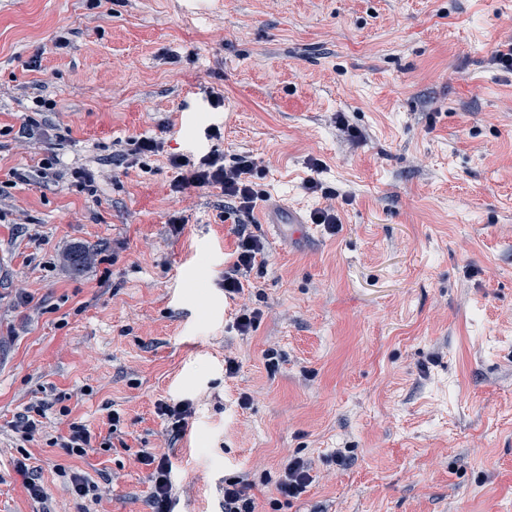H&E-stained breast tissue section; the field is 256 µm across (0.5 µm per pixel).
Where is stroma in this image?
<instances>
[{
	"label": "stroma",
	"mask_w": 512,
	"mask_h": 512,
	"mask_svg": "<svg viewBox=\"0 0 512 512\" xmlns=\"http://www.w3.org/2000/svg\"><path fill=\"white\" fill-rule=\"evenodd\" d=\"M511 39L512 0H0V512H149L144 449L172 462L171 512H224L238 474L258 512H512V72L491 63ZM142 137L162 151L113 164ZM212 149L250 152L267 195L232 297L222 194L176 192L169 164ZM329 203L333 233L309 221ZM285 207L299 236L270 227ZM170 398L194 407L174 444ZM74 422L83 457L48 443ZM296 457L313 481L280 499Z\"/></svg>",
	"instance_id": "35a3bbf8"
}]
</instances>
